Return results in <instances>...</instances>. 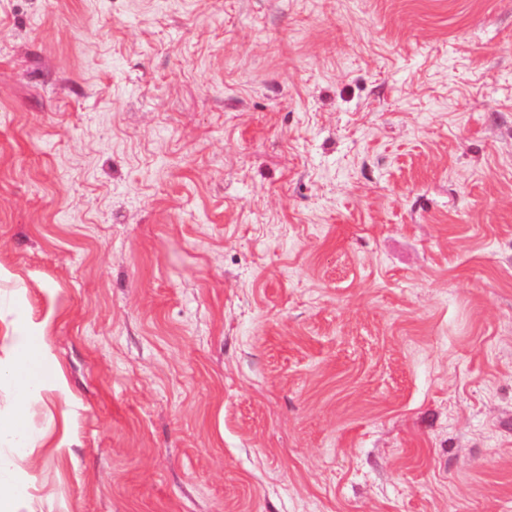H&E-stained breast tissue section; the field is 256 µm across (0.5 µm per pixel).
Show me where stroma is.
Wrapping results in <instances>:
<instances>
[{
  "label": "stroma",
  "instance_id": "obj_1",
  "mask_svg": "<svg viewBox=\"0 0 512 512\" xmlns=\"http://www.w3.org/2000/svg\"><path fill=\"white\" fill-rule=\"evenodd\" d=\"M18 512H512V0H0ZM11 322V360L3 367L0 361V385L8 384L15 394L13 414L2 421L0 416V447L7 445L9 455L0 448V511L11 510L14 503L23 500L26 487L18 479L19 462L41 439L27 424L26 415L33 393L46 385L51 376L46 372L34 350V335L25 311L16 308Z\"/></svg>",
  "mask_w": 512,
  "mask_h": 512
}]
</instances>
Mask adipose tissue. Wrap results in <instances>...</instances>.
I'll list each match as a JSON object with an SVG mask.
<instances>
[{"label": "adipose tissue", "mask_w": 512, "mask_h": 512, "mask_svg": "<svg viewBox=\"0 0 512 512\" xmlns=\"http://www.w3.org/2000/svg\"><path fill=\"white\" fill-rule=\"evenodd\" d=\"M11 360L0 366V385L8 384L15 394L13 414L0 420V447H8V455L0 454V512H12L14 503L23 500L26 487L18 479L19 463L39 440L26 422L33 393L46 385L50 376L34 350V335L29 318L22 309H14L11 322Z\"/></svg>", "instance_id": "obj_1"}]
</instances>
